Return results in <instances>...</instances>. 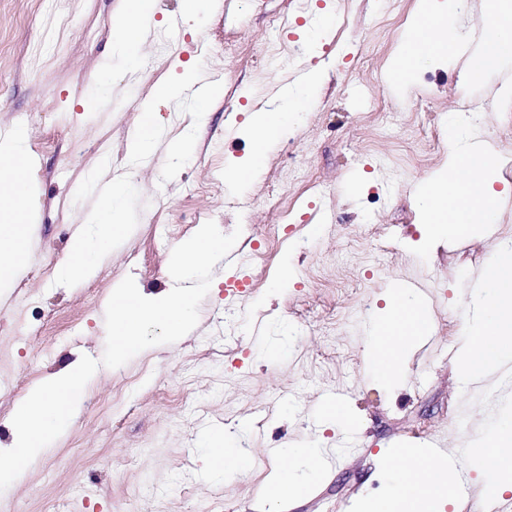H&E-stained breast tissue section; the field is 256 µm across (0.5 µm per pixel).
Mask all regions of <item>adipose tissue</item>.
<instances>
[{
	"label": "adipose tissue",
	"mask_w": 512,
	"mask_h": 512,
	"mask_svg": "<svg viewBox=\"0 0 512 512\" xmlns=\"http://www.w3.org/2000/svg\"><path fill=\"white\" fill-rule=\"evenodd\" d=\"M466 0H423L416 21L400 49L398 62L414 67L433 64L447 57L463 60L465 71L487 73L512 67V0L490 11L493 28L481 33L474 48H466L463 37L449 18L462 11ZM153 13L152 0H126L113 19L115 44L130 62H138L139 47L147 37L146 23ZM327 76L314 69L303 80L284 86L270 109L250 116L253 149L244 162L228 168L225 180L232 185L250 182L262 169L269 144L291 118L300 112L324 86ZM175 85L163 82L156 91L130 141L134 154L151 153L156 145L155 111L167 102ZM24 132H15L5 150L7 162L0 166V179L12 188V208L0 210V273L24 261L27 254L25 207L28 193L29 156ZM448 162L425 183L417 195V206L426 226L427 241L437 246L447 238L471 237L477 227L489 223L506 203L496 190L494 153L472 141L464 122L448 126ZM126 187L115 183L105 190V199L87 222L90 232L79 249L56 269L62 281H72L92 272L100 258L127 231ZM481 286L469 319L478 340L459 351L460 365L468 376L484 375L489 369L512 362V247L504 246L480 275ZM430 321L423 305L403 290L392 295L374 339L368 346L369 371L382 379H396L412 356L417 342L428 332ZM215 472L246 473L250 455L235 447L232 438L217 433L203 442ZM469 456L478 471L486 474L478 490L482 502H490L512 490V414L507 415L481 442L471 446ZM397 483L392 491L364 501L360 512H445L454 504L456 491L448 470L433 456L411 450L398 456Z\"/></svg>",
	"instance_id": "adipose-tissue-1"
}]
</instances>
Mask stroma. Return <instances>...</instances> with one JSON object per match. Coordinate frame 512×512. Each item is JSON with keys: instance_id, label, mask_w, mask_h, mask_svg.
<instances>
[{"instance_id": "obj_1", "label": "stroma", "mask_w": 512, "mask_h": 512, "mask_svg": "<svg viewBox=\"0 0 512 512\" xmlns=\"http://www.w3.org/2000/svg\"><path fill=\"white\" fill-rule=\"evenodd\" d=\"M418 0H213L187 18L185 0H157L139 66L115 50L112 17L124 0H0V139L25 130L30 158L29 256L0 277V446L16 404L78 357L101 359L108 300L125 277L147 296L170 291L171 251L206 221L240 240L213 270L196 328L125 365L101 368L79 412L4 491L0 512H356L393 485L397 448L468 441L512 399V364L466 384L456 352L473 338L465 319L482 267L512 243V200L480 236L423 249L415 204L421 182L446 160L418 130L435 116L447 133L460 101L479 110L473 136L512 160V77L470 81L463 63L420 68L409 83L386 72ZM330 14L328 37L308 31ZM287 16L280 45L267 20ZM232 51H225V44ZM220 79L222 94L199 119L188 101L160 107V140L129 156V134L162 79L185 66ZM314 67L330 79L268 147L249 183L206 194L225 167L251 150L250 112ZM398 112L383 129L379 112ZM191 138L187 162L170 144ZM128 180V231L87 278L60 283L57 264L88 230L99 187ZM295 207L292 223L279 212ZM178 232L162 237L160 227ZM255 250L263 268L245 272ZM419 286L433 319L404 378L385 383L366 368L371 324L390 290ZM342 392L350 423L323 424V400ZM230 432L253 460L244 475L207 477L203 431ZM319 448L322 473L307 492L271 504L274 468L296 446Z\"/></svg>"}]
</instances>
